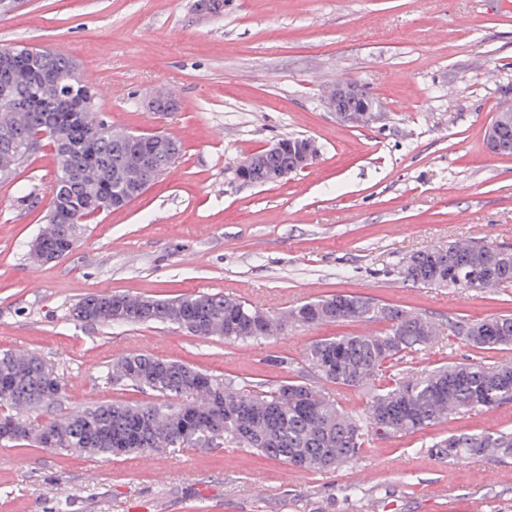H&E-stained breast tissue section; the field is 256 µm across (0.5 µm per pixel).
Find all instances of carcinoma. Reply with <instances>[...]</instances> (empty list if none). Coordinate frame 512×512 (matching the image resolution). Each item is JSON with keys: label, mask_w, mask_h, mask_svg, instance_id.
I'll use <instances>...</instances> for the list:
<instances>
[{"label": "carcinoma", "mask_w": 512, "mask_h": 512, "mask_svg": "<svg viewBox=\"0 0 512 512\" xmlns=\"http://www.w3.org/2000/svg\"><path fill=\"white\" fill-rule=\"evenodd\" d=\"M12 51L13 68L24 79L0 86V179L11 181L17 169L43 147L57 164L69 154L72 175L54 185L47 225L37 235L50 253L76 245L84 224L100 214L105 201L158 173L145 167L150 144L140 156L127 153L126 132L107 126L93 137L87 122L72 114L68 99L90 90L70 79L72 57L43 51L41 59L26 46ZM50 114L64 125V142L45 134ZM276 153L262 150L248 169L253 183H269L276 172L293 165L308 138L281 139ZM414 284L444 288L485 289L512 286V248L493 242L456 241L410 254L398 270ZM87 324H175L195 336L228 342L266 339L288 327L345 320L382 322L385 330L364 335L331 336L305 349L307 368L316 379L346 392L367 385L375 393L360 413L343 409L306 381L289 380L264 391L234 385L189 365L133 353L112 363L107 376L151 395L136 404L116 401L87 406L58 419L34 422L57 403L63 385L52 364L30 353H0V443L44 444L67 452L120 454L169 448H215L235 445L306 470L343 466L358 456L375 435L381 438L423 431L453 414L481 411L512 402V362L488 363L482 354L512 348V315L473 322L463 317L450 324L451 335L480 354L467 363L445 362L417 374L399 368L404 360L431 344L437 329L423 315L400 306L349 294H334L302 304L278 317L219 293L173 300L130 294L88 296L70 311ZM435 456L454 461L485 456L512 459V432L452 434L433 444Z\"/></svg>", "instance_id": "carcinoma-1"}]
</instances>
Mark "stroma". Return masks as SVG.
Instances as JSON below:
<instances>
[{
	"instance_id": "stroma-1",
	"label": "stroma",
	"mask_w": 512,
	"mask_h": 512,
	"mask_svg": "<svg viewBox=\"0 0 512 512\" xmlns=\"http://www.w3.org/2000/svg\"><path fill=\"white\" fill-rule=\"evenodd\" d=\"M0 44L75 58L97 94L96 119L182 144L166 175L98 215L51 263L28 257L58 174L51 150L0 183V351L55 365L64 394L44 419L144 401L106 376L128 353L271 388L305 376L310 341L372 329L294 326L229 344L171 324L72 321V305L92 294L220 292L276 315L329 294L372 297L434 321L411 372L474 357L448 330L459 317L512 313V286L461 291L397 274L407 255L438 243L512 246V156L490 153L485 138L512 108V11L499 0H224L206 15L194 0H27L0 16ZM329 77L362 85L379 120L338 119L324 100ZM160 90L178 111H148ZM291 134L318 144L311 166L264 186L236 179L246 157ZM509 429L512 403L454 415L372 439L330 471L234 446L119 457L0 446V512H512V462H444L430 450L449 434Z\"/></svg>"
}]
</instances>
